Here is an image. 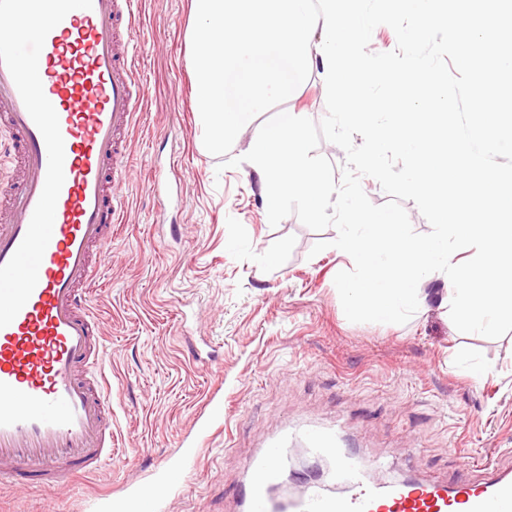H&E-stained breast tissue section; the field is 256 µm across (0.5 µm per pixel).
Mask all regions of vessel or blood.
<instances>
[{"instance_id":"vessel-or-blood-1","label":"vessel or blood","mask_w":512,"mask_h":512,"mask_svg":"<svg viewBox=\"0 0 512 512\" xmlns=\"http://www.w3.org/2000/svg\"><path fill=\"white\" fill-rule=\"evenodd\" d=\"M136 0H92L50 31L46 63L64 140L65 180L38 282L13 321L0 328V483L49 489L112 460V404L106 351L89 306L97 256L119 223L115 206L126 181L127 143L143 110L145 89L131 60L138 49ZM0 155L25 176L8 182L0 211V266L29 227L47 174L42 133L0 64ZM305 448L327 459L322 480L277 498L283 452L275 442L243 464L240 512H512V465L486 463L484 478L453 485L375 480V461H357L332 428L298 432ZM164 483L135 497L108 496L103 512H164Z\"/></svg>"}]
</instances>
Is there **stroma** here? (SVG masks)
Masks as SVG:
<instances>
[{
    "mask_svg": "<svg viewBox=\"0 0 512 512\" xmlns=\"http://www.w3.org/2000/svg\"><path fill=\"white\" fill-rule=\"evenodd\" d=\"M191 0H138L148 108L128 147L117 227L91 287L107 351L113 462L59 489L0 485V512H91V499L157 480L167 512H239L242 462L294 427H331L362 458L447 484L474 460L512 463V332H459L439 295L405 324L353 323L334 278L352 269L321 231L270 225L247 164L199 146L187 28ZM173 189L151 188L154 162ZM327 249L313 253V246ZM468 348L493 370L475 381Z\"/></svg>",
    "mask_w": 512,
    "mask_h": 512,
    "instance_id": "stroma-1",
    "label": "stroma"
}]
</instances>
